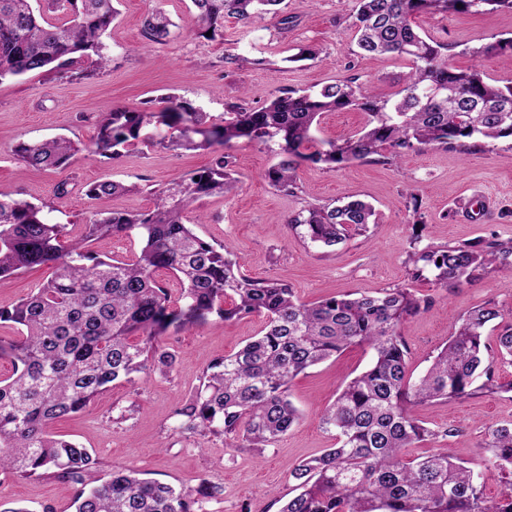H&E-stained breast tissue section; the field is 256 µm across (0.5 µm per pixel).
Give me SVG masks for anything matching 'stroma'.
Here are the masks:
<instances>
[{
    "label": "stroma",
    "instance_id": "35a3bbf8",
    "mask_svg": "<svg viewBox=\"0 0 512 512\" xmlns=\"http://www.w3.org/2000/svg\"><path fill=\"white\" fill-rule=\"evenodd\" d=\"M116 7L119 15L105 40L112 57L107 69L70 82L42 71L0 81V195L53 202L55 220L73 237L93 213L152 209L156 192L207 166L210 154L137 146L112 161L84 151L67 168L44 170L15 158L19 141L65 136L87 144L113 107L153 111L157 98L168 94L216 118L241 97L260 108L285 89L317 90L352 77L389 98L410 69L403 58L357 54L356 0H283V13L298 20L288 32H280L271 19L245 25L228 17L212 38L199 36L190 0H118ZM156 9L175 23V38L144 51L142 22ZM416 24L421 34L448 45L454 66L467 68L472 51L479 49L483 72L498 84L512 85V63L490 49L512 37L511 10L423 15ZM306 47L316 49L317 57L297 60ZM227 152L238 188L194 204V214L205 218L196 227L199 235L226 246L244 274L287 283L306 302L408 285L417 296L433 299L429 311L401 327L413 376L424 373L453 324L474 306L496 303L505 320L512 321V275L506 269L488 268L473 284L442 291L425 280L411 281L408 261L414 239L433 248L479 238L512 240L511 140L478 139L468 151L418 145L398 160L357 161L342 170L304 162L296 170L293 194L274 190L263 178L277 161L270 147L239 141ZM107 179L132 190L102 199L87 196L88 184ZM63 182L68 193L56 197ZM413 194L421 204L416 213L406 206ZM347 196L369 202L376 221L334 247L311 243L286 222L308 203L333 205ZM263 323L257 315L226 322L213 318L167 336L177 357L169 375L154 374L133 386L113 385L85 412L54 422L51 432L92 449L106 471L126 465L174 486L208 478L223 488L222 496L208 503V512H240L244 504L250 512H275L276 497L292 488L291 468L334 446L335 434L323 427L321 414L338 390L368 367L372 353L353 346L295 378L289 393L301 419L274 447L229 448L220 437L174 433L179 401L198 387L210 362L238 351ZM413 412L430 428L454 429L448 446L455 456L483 466L484 427L512 421V392L478 391L419 405ZM74 497L65 481L0 472V501L29 512H74Z\"/></svg>",
    "mask_w": 512,
    "mask_h": 512
}]
</instances>
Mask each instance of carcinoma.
I'll return each instance as SVG.
<instances>
[{
  "label": "carcinoma",
  "instance_id": "carcinoma-1",
  "mask_svg": "<svg viewBox=\"0 0 512 512\" xmlns=\"http://www.w3.org/2000/svg\"><path fill=\"white\" fill-rule=\"evenodd\" d=\"M115 0H0V80L46 71L61 79L105 67L104 37L116 18ZM354 17L359 54L407 57L412 67L395 98H381L350 78L318 92L288 89L256 109L232 104L216 123L189 102L161 99L155 112L114 108L98 124L90 153L117 159L142 144L169 151L208 150L210 165L156 195L151 210L98 213L68 247L66 225L50 222L52 203L0 196V278L42 265L54 276L15 305L0 307V324L19 336L0 339V357L12 373L0 379V470L21 478L53 475L76 488L75 512H204L220 495L205 477L174 487L139 477L126 466L99 476V458L84 445L48 432L64 416L85 410L116 383L130 385L152 374H170L176 357L164 343L169 331L189 330L212 317L228 321L258 314L261 334L233 355L214 360L204 381L179 403L178 430L222 436L233 448H268L300 420L290 383L307 369L353 346L369 348V366L324 409L321 422L336 433V446L291 470L288 499L278 512H512V423L485 427L486 467L505 488L484 493L483 473L450 453L453 430H434L413 407L460 399L481 390L512 391L495 377L494 362L512 364V323L500 325L494 344L487 326L503 314L492 303L477 306L455 325L424 375L412 379L401 336L404 321L429 310L432 301L409 288L373 295L299 301L287 284L244 275L231 252L197 234L185 213L199 199L227 195L237 186L224 147L234 142L276 143L278 161L263 178L280 192L295 193L301 162L336 170L387 150L400 159L416 145L466 148L475 138L512 139V85L485 80L478 61L465 69L444 58L448 45L422 36L418 15L511 9L512 0H358ZM204 33L224 17L256 23L272 17L280 29L294 26L276 6L281 0H191ZM174 24L161 10L143 23L140 48L169 43ZM89 68H84V63ZM354 110L367 116L358 133L316 141L313 125L324 112ZM158 123L171 133H143ZM80 147L54 137L21 141L14 154L37 169L68 166ZM131 190L116 181L87 185L86 195ZM374 210L360 199L309 203L286 223L305 238L333 247L367 228ZM106 237H135L130 258L103 257L90 248ZM410 277L448 289L472 283L493 265L512 271V244L477 239L443 249L412 246ZM164 270L179 286L178 298L156 279ZM429 440L435 452L407 457L406 449Z\"/></svg>",
  "mask_w": 512,
  "mask_h": 512
}]
</instances>
